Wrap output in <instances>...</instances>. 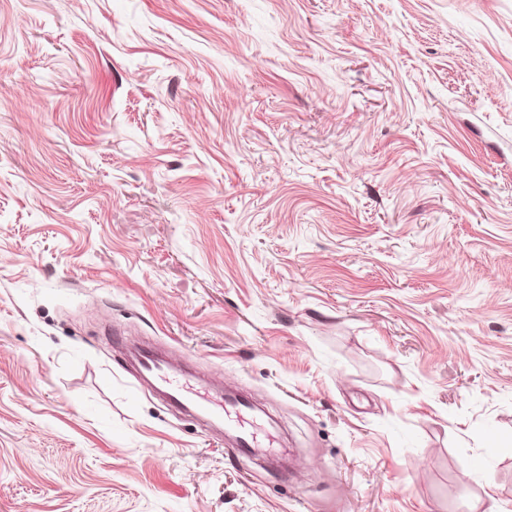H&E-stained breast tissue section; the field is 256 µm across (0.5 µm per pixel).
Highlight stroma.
<instances>
[{
	"mask_svg": "<svg viewBox=\"0 0 512 512\" xmlns=\"http://www.w3.org/2000/svg\"><path fill=\"white\" fill-rule=\"evenodd\" d=\"M509 442L512 0H0V512H512ZM140 369L144 375L159 379L165 388V396L171 404L186 409L203 411L208 420H230L237 423L239 435L235 450L242 452L246 448H259L254 432L245 428L246 416L252 413V406L246 399H231L226 402L222 410L210 408L203 397L199 396L190 382L197 377L192 373L171 369L165 362L156 358L150 351H145L140 362Z\"/></svg>",
	"mask_w": 512,
	"mask_h": 512,
	"instance_id": "35a3bbf8",
	"label": "stroma"
}]
</instances>
